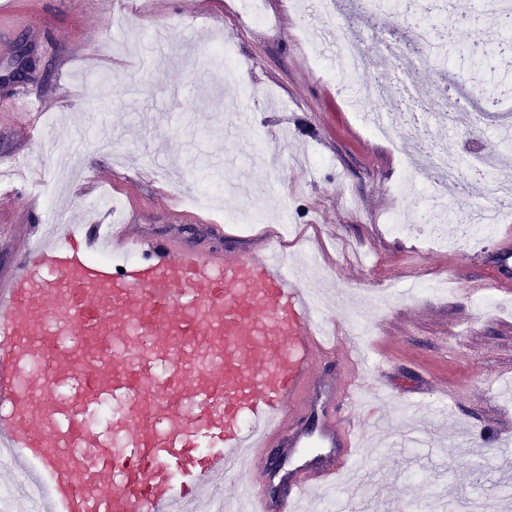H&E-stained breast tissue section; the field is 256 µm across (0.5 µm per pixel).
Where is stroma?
<instances>
[{
    "mask_svg": "<svg viewBox=\"0 0 512 512\" xmlns=\"http://www.w3.org/2000/svg\"><path fill=\"white\" fill-rule=\"evenodd\" d=\"M121 2L0 0L11 12L0 18V71L19 47L32 60L28 81L0 86V279L21 261L30 225L50 217L47 204L31 209L27 178L60 186L75 222L119 218L144 242L204 252L259 247L258 231L225 224L224 212L254 208L267 221L289 214V269L371 302L360 327L349 306L328 313L335 355L316 384L330 406L342 384L363 387L350 411L373 451L370 465L363 484L344 476L336 493L298 512H456L460 501L512 489V460L486 434L493 420L512 425V398L488 399L512 379V287L488 285L494 277L512 284V264L500 265L497 254L512 223L476 248L391 233L384 223L391 212H425L424 177L402 174L398 146L406 136L433 145L447 138V121L429 114L446 85L438 73L395 60L386 75L393 105L402 100L400 82L414 83L418 94L411 111L398 113L391 140H380L323 76L331 59L314 66L300 45L305 38L324 51L343 32L395 42L421 23L436 46L495 47L498 23L481 14L478 0H415L411 13L375 29L351 8L325 20L292 0H264L268 21L259 25L241 20V0H144L139 11ZM216 42L236 60L235 80L210 65ZM21 97L46 108H12ZM202 171L226 183L250 175L251 192L229 191L215 212L197 210L182 198ZM504 187L512 188V163L459 181L448 209L472 214L497 202ZM106 189L114 210H94ZM439 278L452 280L447 293L405 289ZM382 414L389 426H377ZM413 422L447 434L448 447L427 438L402 447Z\"/></svg>",
    "mask_w": 512,
    "mask_h": 512,
    "instance_id": "obj_1",
    "label": "stroma"
}]
</instances>
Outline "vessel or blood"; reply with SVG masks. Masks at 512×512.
<instances>
[{
  "label": "vessel or blood",
  "mask_w": 512,
  "mask_h": 512,
  "mask_svg": "<svg viewBox=\"0 0 512 512\" xmlns=\"http://www.w3.org/2000/svg\"><path fill=\"white\" fill-rule=\"evenodd\" d=\"M316 290L268 241L203 253L122 224L34 225L0 280V458L27 474L31 512H195L273 439L305 447L294 423L334 353ZM107 404L109 425L90 426ZM321 436L359 446L353 425ZM343 466L312 467L281 501L253 487L247 512H281Z\"/></svg>",
  "instance_id": "1"
}]
</instances>
